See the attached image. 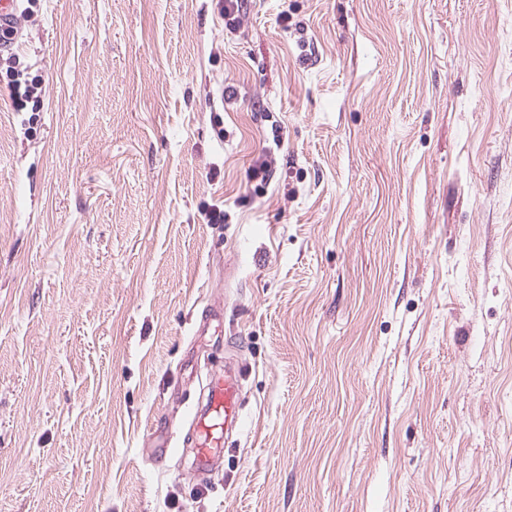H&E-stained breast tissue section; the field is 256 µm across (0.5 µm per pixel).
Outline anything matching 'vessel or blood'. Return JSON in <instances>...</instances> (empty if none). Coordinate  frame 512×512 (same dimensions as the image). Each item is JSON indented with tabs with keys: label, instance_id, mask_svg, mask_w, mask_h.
<instances>
[{
	"label": "vessel or blood",
	"instance_id": "obj_1",
	"mask_svg": "<svg viewBox=\"0 0 512 512\" xmlns=\"http://www.w3.org/2000/svg\"><path fill=\"white\" fill-rule=\"evenodd\" d=\"M242 389V377L232 368L208 379L203 392L204 404L194 411L191 433L184 441L186 447L192 448L198 468L214 464L224 446L239 433L243 422Z\"/></svg>",
	"mask_w": 512,
	"mask_h": 512
}]
</instances>
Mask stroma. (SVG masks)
Listing matches in <instances>:
<instances>
[{
	"label": "stroma",
	"mask_w": 512,
	"mask_h": 512,
	"mask_svg": "<svg viewBox=\"0 0 512 512\" xmlns=\"http://www.w3.org/2000/svg\"><path fill=\"white\" fill-rule=\"evenodd\" d=\"M15 28L0 512H512V0H245L233 35L220 0H21ZM228 358L244 427L203 480L180 443Z\"/></svg>",
	"instance_id": "1"
}]
</instances>
